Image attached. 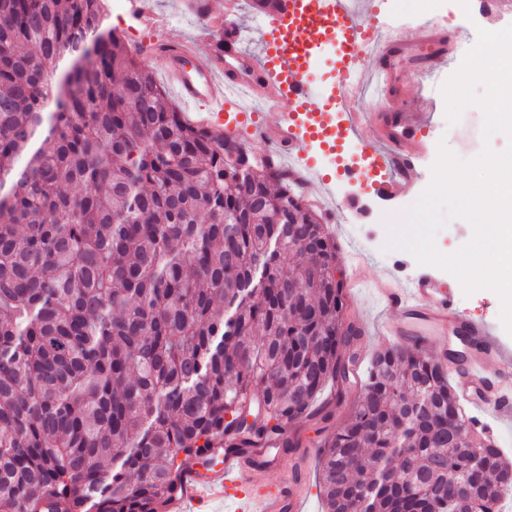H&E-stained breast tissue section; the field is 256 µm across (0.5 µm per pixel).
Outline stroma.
Here are the masks:
<instances>
[{"instance_id":"obj_1","label":"stroma","mask_w":512,"mask_h":512,"mask_svg":"<svg viewBox=\"0 0 512 512\" xmlns=\"http://www.w3.org/2000/svg\"><path fill=\"white\" fill-rule=\"evenodd\" d=\"M225 0H209L210 17L200 16L195 9V0H149L147 6H140L131 0L127 20L110 18L108 24L129 47H140L139 57L147 66H154L152 55L145 52V45L168 35H184L194 39L200 51H207L211 39L217 35L210 18L224 15ZM512 25V0H470L469 16H458L451 20L449 30L458 32L463 40L476 39L477 28L493 30ZM415 75L412 59L406 58L397 65L400 80L410 82L402 109L412 118L421 120L424 131L420 138L418 175L405 195L383 197L369 193L363 183L355 178L342 175L337 166L325 164L321 167L335 206V221L327 229L336 241L338 253H345L354 247L363 255L359 270H352L346 263H339L338 270L346 284V318H363L366 329L359 343L348 351L355 358L359 376H366L371 357L378 349L392 345L389 336L375 333L376 326L389 312L378 303L372 292L374 282L386 274L406 279L420 272L413 256L403 250L387 249L389 232L385 220L390 216H403L431 180V166L437 157L439 143H446L449 150L463 159L479 155L484 146L503 150L507 144L504 135H494L491 140L482 136L483 112L478 107L467 108L458 121L456 133H449L446 106L440 91L412 85ZM431 275L449 285L456 304L474 320L489 325L501 344L512 349V335L503 327L500 318V301L489 290H480L464 295L458 280L439 268H431ZM296 432L301 446L297 452H282L285 467H299L304 476L305 512H323L318 486V459L320 436L317 425L303 422Z\"/></svg>"}]
</instances>
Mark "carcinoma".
<instances>
[{
	"label": "carcinoma",
	"instance_id": "1",
	"mask_svg": "<svg viewBox=\"0 0 512 512\" xmlns=\"http://www.w3.org/2000/svg\"><path fill=\"white\" fill-rule=\"evenodd\" d=\"M105 2L0 0V512H163L349 378L334 238L288 171L224 173ZM362 389L325 512H496L512 462L442 361L381 349Z\"/></svg>",
	"mask_w": 512,
	"mask_h": 512
}]
</instances>
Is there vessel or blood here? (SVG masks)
Instances as JSON below:
<instances>
[{"label": "vessel or blood", "instance_id": "1", "mask_svg": "<svg viewBox=\"0 0 512 512\" xmlns=\"http://www.w3.org/2000/svg\"><path fill=\"white\" fill-rule=\"evenodd\" d=\"M439 33L422 28L416 41H409L403 28L377 27L370 0H290L285 13L266 15L255 31L258 51L246 53V33L234 26L224 28L222 46L202 54L184 38H165L155 45L160 67L173 83L178 98L197 108L199 124L219 128L222 113L242 111L238 91H246L263 104L265 114L255 125L253 140L270 145V157L288 160L301 184L315 188L320 206H327V183L315 171L305 149L315 142L336 149L361 129H369V185L376 193L394 197L403 193L415 175L413 147L418 124L397 112L393 98L403 97L394 61L404 54L429 46L421 70L423 77L437 73V52L432 49ZM335 43L336 88L329 100L311 93L315 67L327 43ZM382 76L387 103L383 111H358L373 76ZM291 111H281L282 103ZM376 295L392 315L384 320L379 335L392 336L418 347L435 344L440 335L454 333L465 338L470 349L465 361L449 368L463 398L499 418L512 422V396L492 390L489 361L502 351L490 329L460 311L441 283L425 274L405 282L390 278L378 281ZM279 440L235 452L224 447L213 453L222 457L221 467L200 476L196 467L184 469L167 512H189L235 492L234 512H303L302 473H289L277 453ZM278 473L276 482L260 484L258 474Z\"/></svg>", "mask_w": 512, "mask_h": 512}]
</instances>
